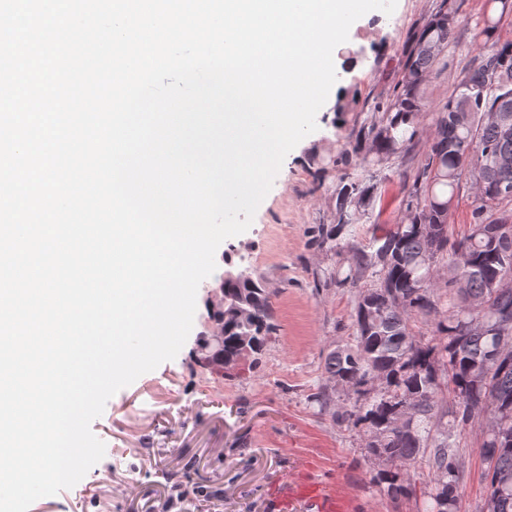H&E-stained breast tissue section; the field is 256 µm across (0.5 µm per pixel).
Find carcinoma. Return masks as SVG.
I'll list each match as a JSON object with an SVG mask.
<instances>
[{
  "label": "carcinoma",
  "instance_id": "obj_1",
  "mask_svg": "<svg viewBox=\"0 0 512 512\" xmlns=\"http://www.w3.org/2000/svg\"><path fill=\"white\" fill-rule=\"evenodd\" d=\"M509 14L512 0H485L476 38L487 51L439 108L402 217L373 225L363 243L354 220L368 214L377 190L372 171L420 135L427 76L459 23L454 0H441L412 32L392 94L357 132L360 175L339 188L335 224L314 239L339 256L328 280L357 294L354 334L324 360L333 386L318 387L310 399L327 410L335 387H347L349 406L333 413L336 423L361 434L368 455L403 462L400 471L377 472V485L393 498L412 496L409 470L424 464L432 471L431 512L455 510L463 475L457 434L482 421L485 400L495 404L497 429L480 442L490 477L483 512H512V355L495 357L496 336L473 328L512 317V40L500 37ZM465 179L475 186L470 222L454 236L448 215ZM442 264L446 293L438 285ZM221 285L224 305L211 320L224 350L199 344L196 355L215 373L224 371L221 352L238 353L247 338L257 353L277 331L269 297L251 273L229 271ZM431 315L432 336L417 335V319ZM376 379L384 381L378 392ZM444 388L453 393L449 407L440 398Z\"/></svg>",
  "mask_w": 512,
  "mask_h": 512
}]
</instances>
